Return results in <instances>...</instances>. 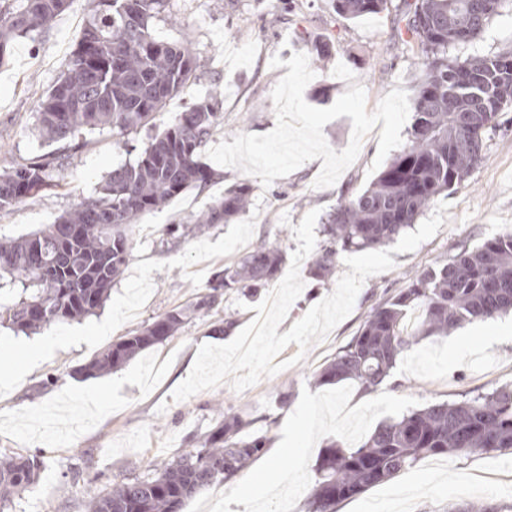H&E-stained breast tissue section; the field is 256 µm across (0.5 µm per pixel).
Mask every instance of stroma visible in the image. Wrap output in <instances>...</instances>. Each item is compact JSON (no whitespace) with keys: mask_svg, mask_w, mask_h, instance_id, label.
Returning a JSON list of instances; mask_svg holds the SVG:
<instances>
[{"mask_svg":"<svg viewBox=\"0 0 512 512\" xmlns=\"http://www.w3.org/2000/svg\"><path fill=\"white\" fill-rule=\"evenodd\" d=\"M400 6V0H388L382 13L353 21L336 14L332 0H171L168 12L154 20L153 33L166 42L191 43L201 61L195 78L149 125L131 134L132 149L117 143L111 130L87 134L57 185L0 209V238L44 228L92 196L113 168L134 161L136 149L209 93L220 95L224 115L213 143L271 131L276 124L271 92L286 73L283 67L271 68L273 56L286 61L296 52L312 53L314 44L329 45L330 56L310 64L315 77L304 99L314 107L331 106L355 83L364 87L371 111L392 89L413 92L417 52L398 42L393 28ZM89 9V0H72L47 29L10 42L8 59L0 66V168L51 153V145L38 134L37 103L65 70ZM510 51L512 0H504L483 34L453 53L464 58ZM379 135L375 129L364 138L356 161L330 187L314 185L322 165L318 159L267 187L258 177L223 166L220 179L189 188L161 209L143 214L132 232L133 256L103 306L82 319L48 327V334L65 337L66 343L45 352L26 374L14 375L12 354L5 349H26L36 333L0 324V455L45 456L37 482L0 512H89L90 491L110 489L177 459L229 411L251 420V432L266 436L269 445L246 472L216 480L189 500L184 512H198L210 503L214 512H306L316 466L330 444L357 448L386 419L512 384L508 314L420 341L373 392H359L348 381L313 383L314 374L356 335L372 307L460 245L475 247L512 231V110L487 138L482 164L461 186L440 195L447 208L436 235L414 251L394 254L393 268L366 279L352 313L311 346L299 364L241 392L224 383L173 400L199 346L228 343V336L212 334V324L228 312L236 313L243 326L254 318L253 298L233 291L209 315L191 314L175 336L120 368L95 378L80 374V367L113 341L187 305L214 272L239 260L258 240L289 254L297 250L292 228L309 211L328 214L344 197L369 185ZM241 182L250 185L251 194L237 219L190 234L176 247L161 246L164 225L194 223L225 187ZM105 321L112 325L111 334L92 337ZM452 343L458 346L453 356L448 353ZM310 397L316 403L314 419L304 432H293L288 419ZM269 465L283 477L276 489L237 502L235 490L247 474ZM463 502H486L512 512L511 452L426 458L393 481L338 503L336 512H448L449 505Z\"/></svg>","mask_w":512,"mask_h":512,"instance_id":"35a3bbf8","label":"stroma"}]
</instances>
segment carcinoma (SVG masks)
Returning <instances> with one entry per match:
<instances>
[{"label": "carcinoma", "mask_w": 512, "mask_h": 512, "mask_svg": "<svg viewBox=\"0 0 512 512\" xmlns=\"http://www.w3.org/2000/svg\"><path fill=\"white\" fill-rule=\"evenodd\" d=\"M71 0L0 3V64L17 36L38 33ZM503 0H403L398 37L417 45L422 63L412 100L408 141L369 187L340 202L322 228V242L308 275L328 280L341 251H361L396 240L417 223L441 194L462 185L482 161L485 140L502 112L512 107V52L492 57L448 56L449 49L476 39ZM170 0H92L66 70L37 105L38 129L48 142L67 149L83 135L109 128L118 142L153 120L168 99L195 76L199 57L187 43L157 39L152 21ZM387 0H334L350 20L377 15ZM221 101L191 103L155 135L132 163L112 171L95 194L48 227L0 243V276L19 279L23 295L0 306V320L21 331L80 319L101 307L132 256L136 219L191 187L218 178L201 153L223 121ZM68 155L51 153L0 171V209L55 182ZM250 188L224 189L197 224H168L161 243L173 244L192 229L221 224L243 212ZM287 260L278 246L262 241L238 261L217 271L208 292L186 307L94 354L79 373L93 378L136 358L175 335L187 311L207 313L222 296L245 288L258 292ZM512 311V232L481 245L462 247L427 267L415 282L394 293L365 317L356 336L316 375L320 385L344 381L359 390L377 389L402 353L421 338L446 335L474 320ZM240 414L224 420L195 448L158 472L123 482L89 500L91 512H183L195 494L222 477H234L267 447V438L245 433ZM512 450V387L505 385L460 401L435 403L380 424L358 448H326L307 512H335L359 496L413 468L425 457ZM44 461L37 455L0 460V504L33 485Z\"/></svg>", "instance_id": "carcinoma-1"}]
</instances>
